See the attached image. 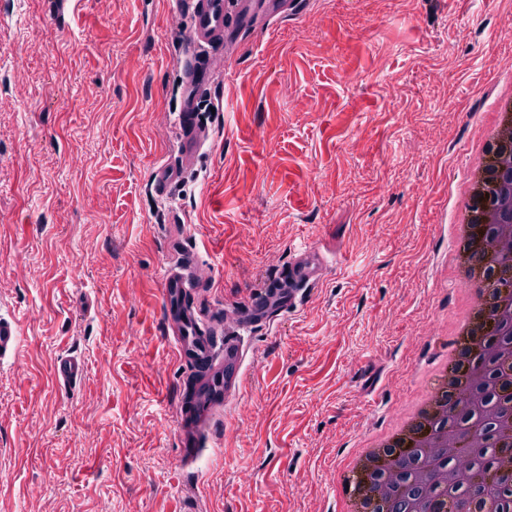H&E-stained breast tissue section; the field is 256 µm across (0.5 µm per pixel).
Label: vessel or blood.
<instances>
[{"instance_id":"obj_1","label":"vessel or blood","mask_w":512,"mask_h":512,"mask_svg":"<svg viewBox=\"0 0 512 512\" xmlns=\"http://www.w3.org/2000/svg\"><path fill=\"white\" fill-rule=\"evenodd\" d=\"M291 8V0H189L192 46L201 50L223 43L230 18L244 23L258 9L277 15ZM185 73L186 91L177 118L181 161L156 170L155 187L161 192L179 181L184 168L194 162L203 144L196 109L209 88V70L192 56L185 63ZM323 270L324 254L320 245L309 246L290 265L281 285L252 295L250 319L268 323L275 311L294 308L299 287L317 284L323 277ZM192 288L184 270L173 267L166 273L164 313L180 317L174 345L180 362L191 369L190 377L180 389L177 417L181 456L187 463L197 459L204 448L206 433L224 412L227 393H240L244 380L241 344L221 337L215 326L190 306L188 298ZM83 373L84 363L74 355L59 357L54 367L59 385L68 389L80 382Z\"/></svg>"}]
</instances>
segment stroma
I'll use <instances>...</instances> for the list:
<instances>
[{
	"label": "stroma",
	"instance_id": "35a3bbf8",
	"mask_svg": "<svg viewBox=\"0 0 512 512\" xmlns=\"http://www.w3.org/2000/svg\"><path fill=\"white\" fill-rule=\"evenodd\" d=\"M186 11L173 0H0V512H328L353 449L387 432L448 353L464 303L450 221L495 100L512 0H299L234 30L177 162ZM321 244L320 285L241 330L246 387L198 460L163 315L239 330L255 290ZM81 357L75 389L55 360Z\"/></svg>",
	"mask_w": 512,
	"mask_h": 512
}]
</instances>
